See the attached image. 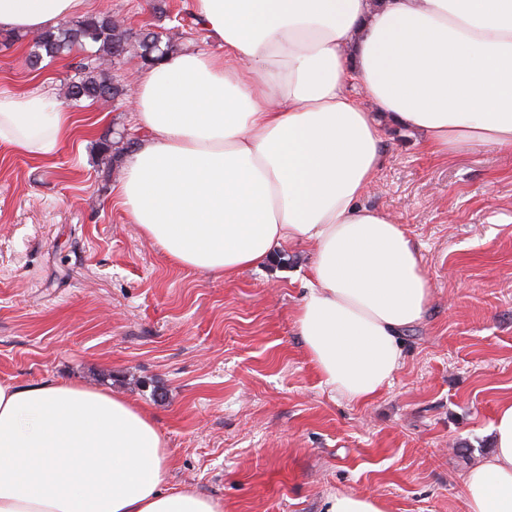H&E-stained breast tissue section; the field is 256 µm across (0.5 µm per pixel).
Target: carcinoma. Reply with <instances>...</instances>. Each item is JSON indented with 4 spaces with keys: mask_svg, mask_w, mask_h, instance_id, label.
<instances>
[{
    "mask_svg": "<svg viewBox=\"0 0 512 512\" xmlns=\"http://www.w3.org/2000/svg\"><path fill=\"white\" fill-rule=\"evenodd\" d=\"M137 43L141 62L154 63L174 52V45L164 30L133 34L114 22L110 14H95L64 22L33 39L28 54L30 66L44 59L69 54L76 48L84 51L75 63V74L69 82L65 98L70 102L91 100L115 102L125 96V89L114 82L112 63L128 53L131 43ZM98 155L107 172H112V160L121 157L120 150H112V137L104 133L96 142Z\"/></svg>",
    "mask_w": 512,
    "mask_h": 512,
    "instance_id": "obj_1",
    "label": "carcinoma"
}]
</instances>
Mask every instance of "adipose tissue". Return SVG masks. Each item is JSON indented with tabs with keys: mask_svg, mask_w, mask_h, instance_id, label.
<instances>
[{
	"mask_svg": "<svg viewBox=\"0 0 512 512\" xmlns=\"http://www.w3.org/2000/svg\"><path fill=\"white\" fill-rule=\"evenodd\" d=\"M88 0H0V31L39 34ZM218 52L141 68L140 144L117 204L174 263L233 280L315 247L295 327L320 382L362 403L403 361L431 291L419 249L364 205L397 124L432 155L512 150V0H194ZM77 113L0 84V146L51 162ZM462 477L468 512H512V399ZM153 414L103 388L0 382V512H224L168 487Z\"/></svg>",
	"mask_w": 512,
	"mask_h": 512,
	"instance_id": "1",
	"label": "adipose tissue"
}]
</instances>
